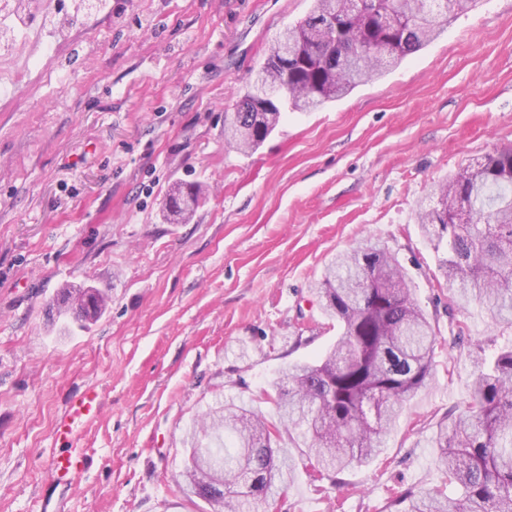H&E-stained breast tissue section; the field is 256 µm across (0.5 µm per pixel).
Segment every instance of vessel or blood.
I'll return each mask as SVG.
<instances>
[{"instance_id":"obj_1","label":"vessel or blood","mask_w":512,"mask_h":512,"mask_svg":"<svg viewBox=\"0 0 512 512\" xmlns=\"http://www.w3.org/2000/svg\"><path fill=\"white\" fill-rule=\"evenodd\" d=\"M102 404L101 392L94 387L86 388L69 401L65 415L54 427L53 440L61 451L51 458L50 467L63 488H71L86 465L82 438L86 427L98 417Z\"/></svg>"}]
</instances>
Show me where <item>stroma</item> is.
I'll return each instance as SVG.
<instances>
[{
    "instance_id": "stroma-1",
    "label": "stroma",
    "mask_w": 512,
    "mask_h": 512,
    "mask_svg": "<svg viewBox=\"0 0 512 512\" xmlns=\"http://www.w3.org/2000/svg\"><path fill=\"white\" fill-rule=\"evenodd\" d=\"M314 0H111L73 26L23 14L0 72V512H199L177 490L186 431L253 399L338 330L315 287L338 252L395 253L441 346L380 455L332 485L299 465L268 512H391L442 482L430 438L464 410L471 351L512 343L479 307L449 310L417 224L434 186L512 144V0H478L383 77L287 113L250 153L224 116L270 44ZM201 185L190 218L165 209ZM95 288L100 313L48 308ZM466 326L456 341L451 323ZM89 386L78 486H57L52 432Z\"/></svg>"
}]
</instances>
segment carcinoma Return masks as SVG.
I'll use <instances>...</instances> for the list:
<instances>
[{"label":"carcinoma","instance_id":"cac0c4a2","mask_svg":"<svg viewBox=\"0 0 512 512\" xmlns=\"http://www.w3.org/2000/svg\"><path fill=\"white\" fill-rule=\"evenodd\" d=\"M477 0H314L288 28L302 41L291 56L273 43L258 70V86L243 93L225 117L224 137L243 152L256 150L276 128L280 104L311 111L347 95L436 39ZM392 11L395 20L381 21ZM439 204L418 223L448 288V309L477 305L491 325L512 328V146L460 170L435 189ZM470 206L466 223L450 213ZM198 205L190 188L166 201L179 213ZM412 281L398 259L371 240L340 252L326 265L316 295L323 316L336 322V343L317 360L299 362L262 389L274 404L266 417L243 399L209 408L205 422L186 432L187 457L175 484L206 512H259L288 487L295 460L281 448L295 428L302 454L338 475L370 462L385 447L404 406L431 376L439 344L434 322L415 302ZM470 400L443 418L431 438L446 483L405 491L394 512H512V345L486 357L472 353ZM233 445L202 447L199 435ZM460 497L448 499L447 485Z\"/></svg>","mask_w":512,"mask_h":512}]
</instances>
